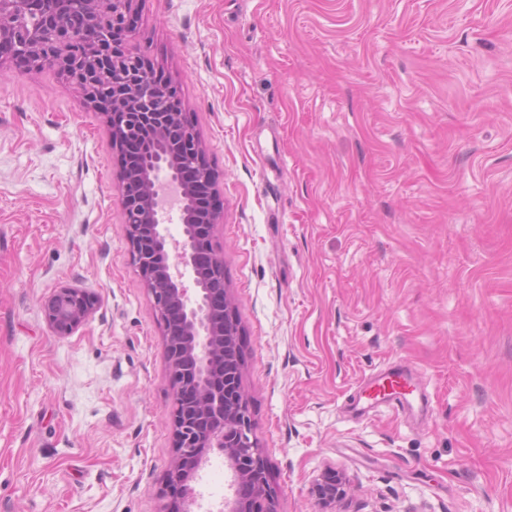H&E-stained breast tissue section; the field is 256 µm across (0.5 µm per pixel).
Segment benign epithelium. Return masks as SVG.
<instances>
[{
    "mask_svg": "<svg viewBox=\"0 0 512 512\" xmlns=\"http://www.w3.org/2000/svg\"><path fill=\"white\" fill-rule=\"evenodd\" d=\"M134 0H0V64L21 62L29 71L52 67L101 114L110 132L149 133L138 163L122 172L118 195L129 254L152 297L161 325L176 312L180 327L167 331L174 388L172 423L176 457L167 491L183 494V512H277L268 462L255 441L242 388L241 334L224 284V261L202 263L223 216L203 199L216 174L194 125L182 111L178 86L157 78L145 56L130 46ZM177 222L180 233L169 231ZM94 296L74 286L57 288L44 302L60 335L92 316ZM194 392L191 402L181 389ZM203 448H217L231 473L232 496L204 505L195 483L209 463ZM312 493L334 512L346 495L345 479L331 473Z\"/></svg>",
    "mask_w": 512,
    "mask_h": 512,
    "instance_id": "benign-epithelium-1",
    "label": "benign epithelium"
}]
</instances>
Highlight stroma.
Wrapping results in <instances>:
<instances>
[{
  "label": "stroma",
  "mask_w": 512,
  "mask_h": 512,
  "mask_svg": "<svg viewBox=\"0 0 512 512\" xmlns=\"http://www.w3.org/2000/svg\"><path fill=\"white\" fill-rule=\"evenodd\" d=\"M217 175L212 247L277 512H512V0H138ZM122 163L55 69L0 71V512H179L166 337ZM97 299L68 336L43 303ZM413 370L427 416L349 407ZM345 485V479L333 472L324 479L316 480L311 492L326 509L324 512H334L336 500H341L346 495Z\"/></svg>",
  "instance_id": "35a3bbf8"
}]
</instances>
